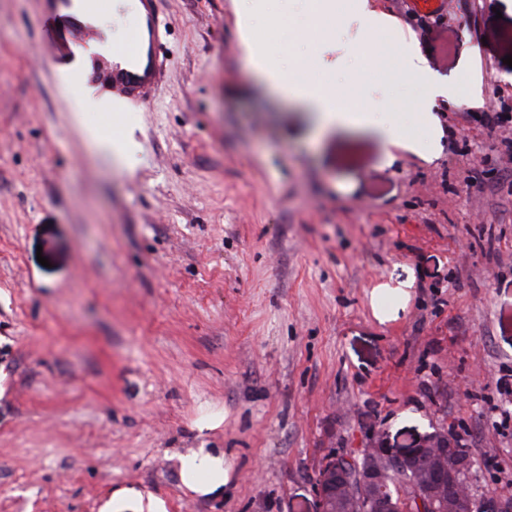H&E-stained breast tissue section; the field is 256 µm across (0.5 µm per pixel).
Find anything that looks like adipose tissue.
<instances>
[{
	"mask_svg": "<svg viewBox=\"0 0 512 512\" xmlns=\"http://www.w3.org/2000/svg\"><path fill=\"white\" fill-rule=\"evenodd\" d=\"M274 0H236L241 41L255 75L280 89L293 101L314 108L323 126L355 123L375 127L394 148H409L406 134L393 100L375 96L369 85L359 87L349 97L323 81L302 79L296 69L286 67L274 46L278 39L281 16L273 10ZM346 12L358 26L363 39L349 49L350 57L368 61L369 46L380 35L385 15L374 0H347ZM396 76L421 91L415 108L430 115L438 106L476 101L480 88L468 80L452 83L433 72L417 45L410 40L398 44ZM182 484L195 494L220 495L229 481L224 454L212 448H198L181 459Z\"/></svg>",
	"mask_w": 512,
	"mask_h": 512,
	"instance_id": "1",
	"label": "adipose tissue"
}]
</instances>
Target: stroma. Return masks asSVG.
I'll list each match as a JSON object with an SVG mask.
<instances>
[{
    "instance_id": "obj_1",
    "label": "stroma",
    "mask_w": 512,
    "mask_h": 512,
    "mask_svg": "<svg viewBox=\"0 0 512 512\" xmlns=\"http://www.w3.org/2000/svg\"><path fill=\"white\" fill-rule=\"evenodd\" d=\"M378 6L385 70L407 38L481 97L430 124L416 88L379 85L417 144L390 165L376 130H321L252 74L234 0H160L162 83L132 112L81 108L41 0H0V512L126 489L166 512H317L325 455L443 428L474 491L512 489V128L478 120L512 113V0H446L425 32L409 0ZM303 16L277 52L349 86L354 27L310 42ZM193 448L223 449V495L182 484Z\"/></svg>"
}]
</instances>
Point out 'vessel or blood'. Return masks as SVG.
Wrapping results in <instances>:
<instances>
[{"mask_svg": "<svg viewBox=\"0 0 512 512\" xmlns=\"http://www.w3.org/2000/svg\"><path fill=\"white\" fill-rule=\"evenodd\" d=\"M84 11H76L73 0H42V44L57 63L68 64L78 52L107 43L106 54L92 57L96 82L114 99L132 106L148 103L157 90L163 63L159 50L165 43L167 26L156 0H85ZM134 16L135 25L121 41L107 42L91 16L105 13Z\"/></svg>", "mask_w": 512, "mask_h": 512, "instance_id": "b4317fda", "label": "vessel or blood"}]
</instances>
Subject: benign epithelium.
<instances>
[{"mask_svg": "<svg viewBox=\"0 0 512 512\" xmlns=\"http://www.w3.org/2000/svg\"><path fill=\"white\" fill-rule=\"evenodd\" d=\"M455 444L448 431L438 430L396 454L374 436L370 447L362 449L366 464L356 473L349 468L350 456L331 453L314 481L318 512H401L402 503L413 501L421 512H512L511 494L479 496L469 482L459 479L472 462L458 463ZM393 466L416 471L414 481L395 495L382 487L384 474Z\"/></svg>", "mask_w": 512, "mask_h": 512, "instance_id": "7a95c632", "label": "benign epithelium"}]
</instances>
